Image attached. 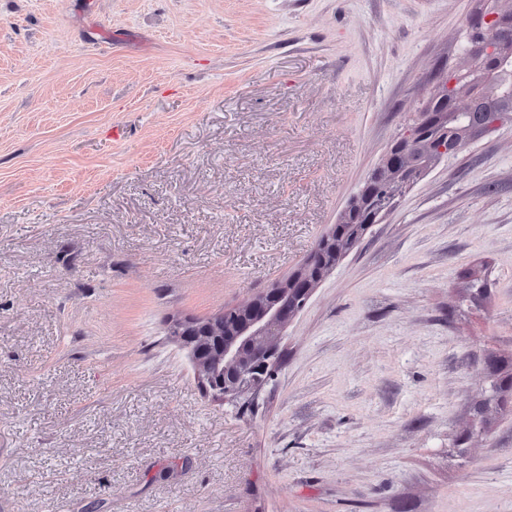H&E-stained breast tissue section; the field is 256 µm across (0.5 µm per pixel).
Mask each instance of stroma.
Wrapping results in <instances>:
<instances>
[{
	"instance_id": "1",
	"label": "stroma",
	"mask_w": 512,
	"mask_h": 512,
	"mask_svg": "<svg viewBox=\"0 0 512 512\" xmlns=\"http://www.w3.org/2000/svg\"><path fill=\"white\" fill-rule=\"evenodd\" d=\"M479 2L0 0V512H512V124L397 198L238 403L163 335L301 264Z\"/></svg>"
}]
</instances>
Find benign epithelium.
I'll return each mask as SVG.
<instances>
[{
	"label": "benign epithelium",
	"instance_id": "obj_1",
	"mask_svg": "<svg viewBox=\"0 0 512 512\" xmlns=\"http://www.w3.org/2000/svg\"><path fill=\"white\" fill-rule=\"evenodd\" d=\"M498 0H485V7L466 19V38L470 67L453 83L458 93L448 96V84L436 82L431 99L419 112L414 134L394 139L381 161L370 171L358 193L340 216L339 223L355 224L363 218V230L380 223L393 207L396 197L382 200L376 193L381 183H398L402 189L413 185L437 162L458 155L467 144L482 138L502 123L505 114L491 120L487 110L512 105V92L504 91L489 60H512V28L497 7ZM329 251L315 274H310L311 258L285 280L265 289L238 305L242 311L236 332L215 342L195 334L198 322L178 318L184 332L176 337L185 350L195 375L206 394L214 401L234 400L266 383L279 360L276 337L305 307L313 291L349 254L332 245L323 234L312 253Z\"/></svg>",
	"mask_w": 512,
	"mask_h": 512
}]
</instances>
